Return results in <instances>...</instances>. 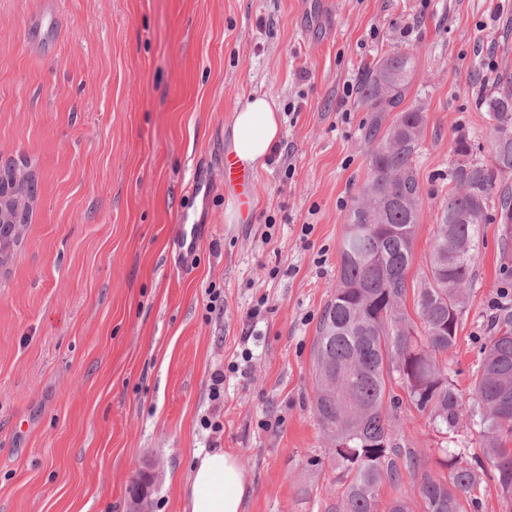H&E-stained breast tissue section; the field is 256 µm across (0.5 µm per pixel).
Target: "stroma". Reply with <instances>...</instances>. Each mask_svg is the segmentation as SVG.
<instances>
[{
    "instance_id": "obj_1",
    "label": "stroma",
    "mask_w": 512,
    "mask_h": 512,
    "mask_svg": "<svg viewBox=\"0 0 512 512\" xmlns=\"http://www.w3.org/2000/svg\"><path fill=\"white\" fill-rule=\"evenodd\" d=\"M312 2L0 0V164L35 185L0 271V512H183L193 457L213 448L249 472L245 512H336L313 344L369 176L358 85L413 54L418 277L454 139L484 145L478 98L512 74V0H334L308 30ZM261 94L282 135L232 224V115ZM481 236L448 360L465 396L490 314L512 303L497 224ZM400 419L441 474L427 418Z\"/></svg>"
}]
</instances>
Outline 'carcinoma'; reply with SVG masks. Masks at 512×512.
<instances>
[{"instance_id":"cac0c4a2","label":"carcinoma","mask_w":512,"mask_h":512,"mask_svg":"<svg viewBox=\"0 0 512 512\" xmlns=\"http://www.w3.org/2000/svg\"><path fill=\"white\" fill-rule=\"evenodd\" d=\"M413 66L412 54L394 52L360 84L361 102L372 112L360 145L371 175L344 216L338 284L317 327L315 411L340 471L337 512H378L380 484L398 488L405 472L420 476L424 512H480L473 492L487 470L512 502V306H499L488 319L470 402L448 378L467 296L479 281L481 225L498 220L502 256L512 262V76H500L495 91L481 97L486 156H474L468 135L454 140V187L417 280L409 278L422 208L413 158L426 116L399 109ZM404 404L441 437L446 475H431L399 436ZM465 421L483 439V461L468 462L465 449L448 447Z\"/></svg>"}]
</instances>
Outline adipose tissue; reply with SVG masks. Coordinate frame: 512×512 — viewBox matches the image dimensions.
<instances>
[{
    "mask_svg": "<svg viewBox=\"0 0 512 512\" xmlns=\"http://www.w3.org/2000/svg\"><path fill=\"white\" fill-rule=\"evenodd\" d=\"M280 137V112L271 96H255L235 112L232 149L248 166H264ZM250 489V477L236 455L221 448L196 453L184 488V512H243Z\"/></svg>",
    "mask_w": 512,
    "mask_h": 512,
    "instance_id": "obj_1",
    "label": "adipose tissue"
}]
</instances>
